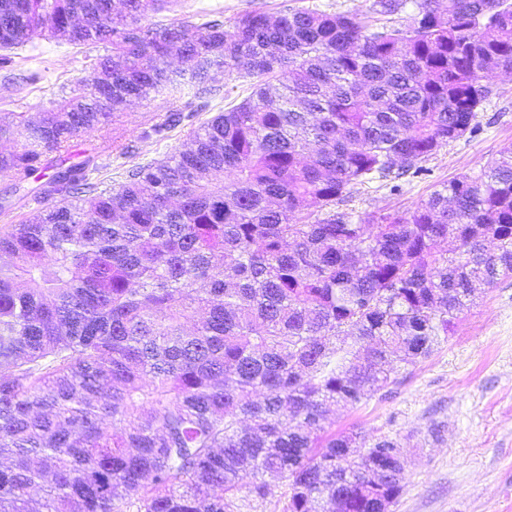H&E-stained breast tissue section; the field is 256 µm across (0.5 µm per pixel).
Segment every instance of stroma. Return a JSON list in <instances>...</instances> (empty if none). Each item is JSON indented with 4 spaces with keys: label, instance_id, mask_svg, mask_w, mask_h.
<instances>
[{
    "label": "stroma",
    "instance_id": "stroma-1",
    "mask_svg": "<svg viewBox=\"0 0 512 512\" xmlns=\"http://www.w3.org/2000/svg\"><path fill=\"white\" fill-rule=\"evenodd\" d=\"M376 0H174L152 14L169 23L196 14L220 12L225 26L244 13L279 16L298 6L330 12L373 14ZM104 46L74 47L43 35L15 49L16 81L0 77V121L13 113L34 116L69 95L76 78L87 76L105 55ZM493 95L478 113L480 128L471 137L442 148L419 174L406 177L398 188L366 184L357 187L347 208L373 212L384 208L405 211L426 200L437 183L479 171L501 152L512 150V74L488 78ZM217 93L207 111L196 113L165 137H144L142 119L164 111L166 99L152 97L127 108L125 124L135 152L119 158L112 152L111 126L79 134L63 159L77 163L93 158L105 187L125 182L135 166L167 159L185 142L190 129L250 96L253 80L240 75H213ZM57 153L46 157L27 187L14 190L0 176V197L12 209L0 214V226L37 218L48 206L35 197L34 187L45 181ZM326 432L360 431L399 438L406 459V486L389 512H512V278L483 288L474 304L459 317L446 344L425 362L408 368L358 408H332Z\"/></svg>",
    "mask_w": 512,
    "mask_h": 512
}]
</instances>
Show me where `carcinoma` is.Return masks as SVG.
<instances>
[{
    "label": "carcinoma",
    "instance_id": "cac0c4a2",
    "mask_svg": "<svg viewBox=\"0 0 512 512\" xmlns=\"http://www.w3.org/2000/svg\"><path fill=\"white\" fill-rule=\"evenodd\" d=\"M120 2L0 0V68L44 32L111 51L52 109L0 125L21 138L0 175L23 182L164 93L159 135L213 71L257 83L167 160L101 191L72 165L39 218L0 229V512H237L241 489L271 493L267 474L282 512H384L401 443L324 436L327 409L430 358L475 283L512 275V151L411 210L339 206L477 131L481 75L512 73V0H414L398 24L405 0H377L383 21L249 12L231 30ZM175 54L192 66L171 69Z\"/></svg>",
    "mask_w": 512,
    "mask_h": 512
}]
</instances>
